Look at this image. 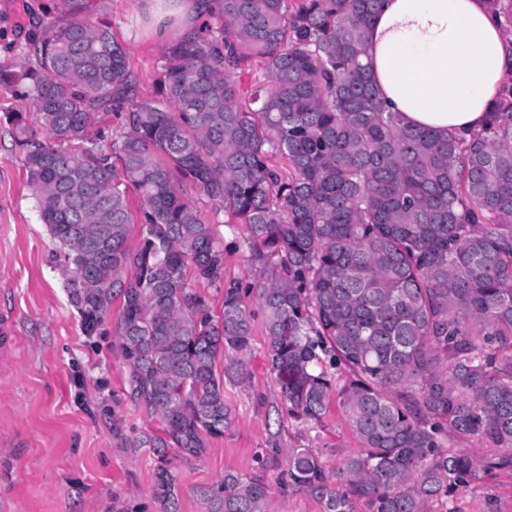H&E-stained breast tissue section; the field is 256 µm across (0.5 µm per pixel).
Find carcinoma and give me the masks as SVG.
<instances>
[{
  "instance_id": "cac0c4a2",
  "label": "carcinoma",
  "mask_w": 512,
  "mask_h": 512,
  "mask_svg": "<svg viewBox=\"0 0 512 512\" xmlns=\"http://www.w3.org/2000/svg\"><path fill=\"white\" fill-rule=\"evenodd\" d=\"M67 2L34 64L5 75L34 109L10 123L85 332L122 298L128 394L163 424L153 447L199 457L231 426L252 297L288 411L319 423L336 401L360 444L333 476L290 452L323 512H432L480 482L451 438L512 451V101L468 142L385 111L362 63L382 0H214L167 48L161 99L142 100L110 26ZM248 58L263 81L244 82ZM112 110L118 126H101ZM221 223L245 227L247 283L224 273ZM189 272L222 291L220 314ZM325 363L351 378L333 388ZM202 495L211 512H270L267 485L232 472Z\"/></svg>"
}]
</instances>
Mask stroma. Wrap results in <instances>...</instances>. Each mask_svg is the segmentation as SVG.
<instances>
[{
	"label": "stroma",
	"instance_id": "stroma-1",
	"mask_svg": "<svg viewBox=\"0 0 512 512\" xmlns=\"http://www.w3.org/2000/svg\"><path fill=\"white\" fill-rule=\"evenodd\" d=\"M91 22L111 25L140 80L157 96L166 43L154 35V0H84ZM62 0H0V72L19 70L31 40L61 25ZM22 89L0 83V312L13 314V355L0 372V504L6 512H209L201 491L233 471L266 483L274 512H323L288 478V453L318 451L326 472L359 447L338 404L321 425L290 415L268 365L262 316L252 322L249 381L224 391L233 422L206 437L205 452L167 450L174 501L159 495V422L129 399L119 350V311L85 333L55 261L8 116L30 112ZM458 512H512V462L457 493Z\"/></svg>",
	"mask_w": 512,
	"mask_h": 512
}]
</instances>
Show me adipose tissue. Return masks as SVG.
<instances>
[{
	"label": "adipose tissue",
	"instance_id": "obj_1",
	"mask_svg": "<svg viewBox=\"0 0 512 512\" xmlns=\"http://www.w3.org/2000/svg\"><path fill=\"white\" fill-rule=\"evenodd\" d=\"M362 61L405 124L468 139L512 79V36L485 0H383Z\"/></svg>",
	"mask_w": 512,
	"mask_h": 512
}]
</instances>
